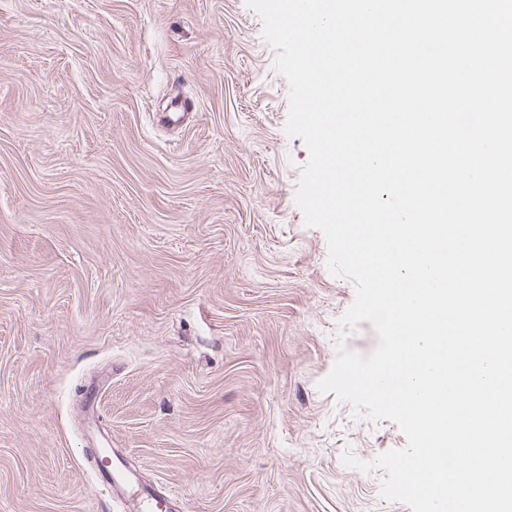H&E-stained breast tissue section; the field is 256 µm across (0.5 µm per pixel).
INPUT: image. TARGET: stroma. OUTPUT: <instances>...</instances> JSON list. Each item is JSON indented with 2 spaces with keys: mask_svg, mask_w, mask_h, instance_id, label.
I'll return each mask as SVG.
<instances>
[{
  "mask_svg": "<svg viewBox=\"0 0 512 512\" xmlns=\"http://www.w3.org/2000/svg\"><path fill=\"white\" fill-rule=\"evenodd\" d=\"M273 62L244 0H0V512H411L341 462L397 425L317 388L355 290Z\"/></svg>",
  "mask_w": 512,
  "mask_h": 512,
  "instance_id": "stroma-1",
  "label": "stroma"
}]
</instances>
